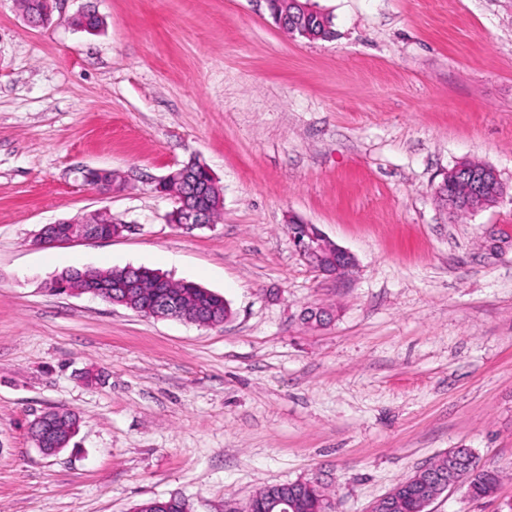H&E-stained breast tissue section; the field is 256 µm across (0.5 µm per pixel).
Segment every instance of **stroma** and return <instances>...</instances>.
Masks as SVG:
<instances>
[{"instance_id": "1", "label": "stroma", "mask_w": 512, "mask_h": 512, "mask_svg": "<svg viewBox=\"0 0 512 512\" xmlns=\"http://www.w3.org/2000/svg\"><path fill=\"white\" fill-rule=\"evenodd\" d=\"M317 2L333 40L289 35L266 0H59L44 27L0 0V512H243L300 480L368 512L451 448L498 488L451 487L428 512H512V0ZM88 6L95 35L71 24ZM191 158L224 195L192 231L155 189ZM462 161L505 190L452 218L435 188ZM104 208L130 232L35 246ZM292 219L354 267L311 269ZM125 266L194 281L232 316L51 289ZM309 307L331 321L303 323ZM61 406L80 428L46 456L30 425Z\"/></svg>"}]
</instances>
